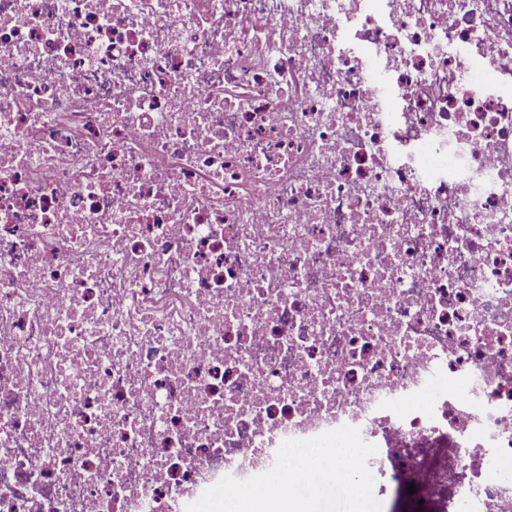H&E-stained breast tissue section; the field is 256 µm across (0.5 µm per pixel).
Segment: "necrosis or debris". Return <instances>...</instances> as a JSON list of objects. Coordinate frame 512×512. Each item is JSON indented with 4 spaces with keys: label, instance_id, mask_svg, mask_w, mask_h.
<instances>
[{
    "label": "necrosis or debris",
    "instance_id": "necrosis-or-debris-1",
    "mask_svg": "<svg viewBox=\"0 0 512 512\" xmlns=\"http://www.w3.org/2000/svg\"><path fill=\"white\" fill-rule=\"evenodd\" d=\"M345 425L512 512V0H0V512Z\"/></svg>",
    "mask_w": 512,
    "mask_h": 512
}]
</instances>
